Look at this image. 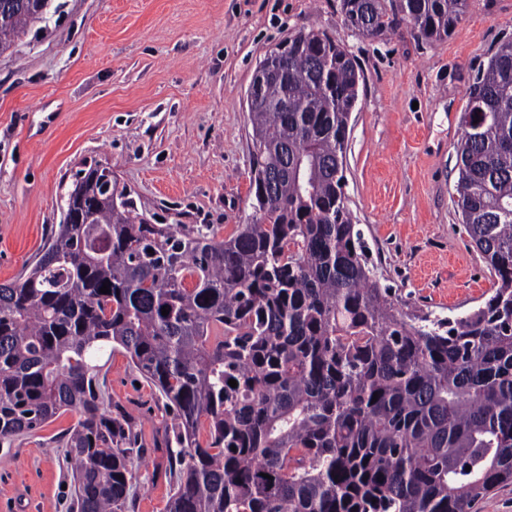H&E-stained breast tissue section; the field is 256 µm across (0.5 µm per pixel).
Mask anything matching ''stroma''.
<instances>
[{"mask_svg": "<svg viewBox=\"0 0 512 512\" xmlns=\"http://www.w3.org/2000/svg\"><path fill=\"white\" fill-rule=\"evenodd\" d=\"M324 31L358 60L344 192L381 287L403 312L453 317L494 277L453 204L467 93L512 39V0H469L456 32L428 43L406 24L369 39L340 0H50L0 54V282L24 277L63 220L79 170L111 167L140 212L221 239L253 215L246 101L258 63ZM96 376L107 410L134 426L130 512H166L179 473L171 411L123 349ZM77 417L0 443V512H72L65 463Z\"/></svg>", "mask_w": 512, "mask_h": 512, "instance_id": "obj_1", "label": "stroma"}]
</instances>
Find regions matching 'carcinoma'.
<instances>
[{
    "label": "carcinoma",
    "instance_id": "obj_1",
    "mask_svg": "<svg viewBox=\"0 0 512 512\" xmlns=\"http://www.w3.org/2000/svg\"><path fill=\"white\" fill-rule=\"evenodd\" d=\"M4 2L1 54L40 9ZM340 7L358 35L405 22L440 41L467 0ZM286 71L249 109L254 214L234 235L175 234L91 172L72 190L92 202L89 222L59 225L26 277L0 283V441L76 413L74 512H129L137 437L100 401L107 345L173 413L167 512H473L512 482V39L461 115L456 206L495 285L454 318L406 315L369 267L344 193L354 56L301 33Z\"/></svg>",
    "mask_w": 512,
    "mask_h": 512
}]
</instances>
